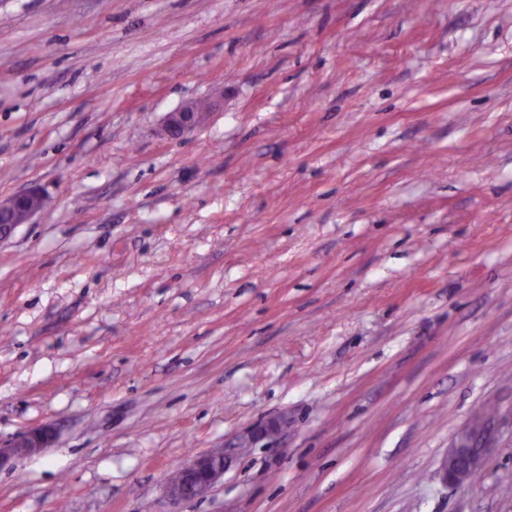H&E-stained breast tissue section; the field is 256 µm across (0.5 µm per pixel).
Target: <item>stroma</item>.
Returning <instances> with one entry per match:
<instances>
[{"mask_svg": "<svg viewBox=\"0 0 512 512\" xmlns=\"http://www.w3.org/2000/svg\"><path fill=\"white\" fill-rule=\"evenodd\" d=\"M31 186L0 441L58 439L0 512H512V0H0V197ZM469 436L478 479L435 480ZM209 107H200L197 102H185L174 112H169L164 121V131L170 139H182L195 131L207 119ZM279 430V421H269L249 430L233 447L213 448L196 455L179 470L181 479L176 478L169 482V496L175 501H187L204 496L224 478V473L239 451L252 448L261 440L276 435Z\"/></svg>", "mask_w": 512, "mask_h": 512, "instance_id": "1", "label": "stroma"}]
</instances>
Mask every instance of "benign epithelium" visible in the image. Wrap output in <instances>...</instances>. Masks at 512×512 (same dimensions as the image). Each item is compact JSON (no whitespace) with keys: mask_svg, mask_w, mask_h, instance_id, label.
<instances>
[{"mask_svg":"<svg viewBox=\"0 0 512 512\" xmlns=\"http://www.w3.org/2000/svg\"><path fill=\"white\" fill-rule=\"evenodd\" d=\"M209 108L196 102H186L166 115L164 131L171 139H182L200 127L208 117ZM43 189L32 186L25 191L0 199V240L9 236L21 224L46 205ZM280 422L269 421L249 430L228 448H213L195 456L180 470V477L169 482L167 491L175 501H187L204 496L224 478L235 455L252 447L263 439L276 435ZM56 440L54 429L42 426L25 432L7 444L0 443V465L13 457L35 456L53 445ZM483 448L479 445L462 443L448 449L440 462L436 477L444 484L460 483L465 470L480 468Z\"/></svg>","mask_w":512,"mask_h":512,"instance_id":"7a95c632","label":"benign epithelium"}]
</instances>
